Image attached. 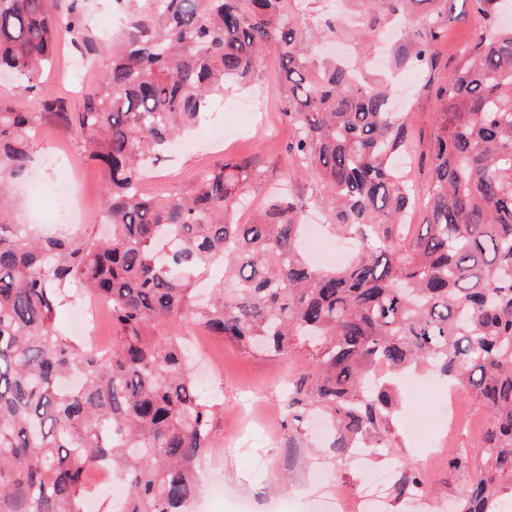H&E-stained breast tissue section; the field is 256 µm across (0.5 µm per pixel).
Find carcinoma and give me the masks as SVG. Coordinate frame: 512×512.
I'll use <instances>...</instances> for the list:
<instances>
[{
	"mask_svg": "<svg viewBox=\"0 0 512 512\" xmlns=\"http://www.w3.org/2000/svg\"><path fill=\"white\" fill-rule=\"evenodd\" d=\"M294 0H153L157 22L112 54L77 112L44 96L46 113L79 138L106 173L108 236L40 234L9 220L3 197L28 160L40 119L0 104V512H84L88 469L124 475L122 512H186L195 462L211 445V406L188 361L186 329L201 326L241 351L286 356L315 347V375L288 395L336 424L333 447L380 429L395 382L433 370L487 414L481 458L455 512H512V26L500 0H473L484 29L437 90L440 112L425 161V195L394 172L405 146L389 110L391 86L357 58L403 18L396 69L432 63L448 0H336L303 24ZM59 0H0V71L38 89L62 29ZM428 6L413 17L412 6ZM345 38L354 56L319 54ZM278 57L288 86V153L319 184L331 230L351 259L317 268L300 239L304 205L286 189L246 224L230 213L263 179L226 160L186 193L147 195L144 170L193 129L210 97L254 78ZM426 219L411 231L409 211ZM106 301L119 339L99 352L56 325L73 290Z\"/></svg>",
	"mask_w": 512,
	"mask_h": 512,
	"instance_id": "carcinoma-1",
	"label": "carcinoma"
}]
</instances>
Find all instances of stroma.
Masks as SVG:
<instances>
[{"instance_id": "obj_1", "label": "stroma", "mask_w": 512, "mask_h": 512, "mask_svg": "<svg viewBox=\"0 0 512 512\" xmlns=\"http://www.w3.org/2000/svg\"><path fill=\"white\" fill-rule=\"evenodd\" d=\"M152 0H93L86 6L89 25L99 39L97 53L81 80L73 78L78 55L71 34L61 35L58 57L41 78L42 90L21 93L8 79L0 81V102L19 112H35L41 119L30 144V163L11 187L15 206L10 219L16 224L36 221L54 225L56 231L91 236L100 227L105 176L97 162L83 154L78 140L52 117L43 115L42 94L60 100L65 111H78L85 91L96 85L113 52L126 43L133 21L151 16ZM484 26L470 0H448L444 33L435 46L432 66L422 71L400 72L394 106L410 140L401 160L409 179L426 189L428 170L420 154L439 110L436 89L444 76L457 69L462 49ZM287 91L279 78L275 56L262 58L253 82L243 89L214 97L193 137L195 148L172 149L154 175L165 191L189 190L208 170L227 158L247 159L265 174L263 184L249 188L237 214L250 218L269 187L279 181L303 202L306 221L330 224L327 209L318 206V184L312 174L288 154L291 128L282 115ZM247 103L248 111L231 115V105ZM228 128L223 139L213 130L218 121ZM74 179V190L59 199L49 189ZM194 370L212 405V431L219 443L199 461L202 475L196 498L188 512H367L365 475L393 464L418 471L423 489L419 495L386 491L384 512H452L455 500L471 480L465 468L450 467L454 449L421 448L410 433L411 409L424 400L417 388H400L399 408L385 434L388 450L370 454L364 465L333 449L323 409L314 403L300 406L299 420L288 414L286 398L296 383L313 372L312 345L298 344L288 356L244 354L233 342L194 328L188 335Z\"/></svg>"}]
</instances>
